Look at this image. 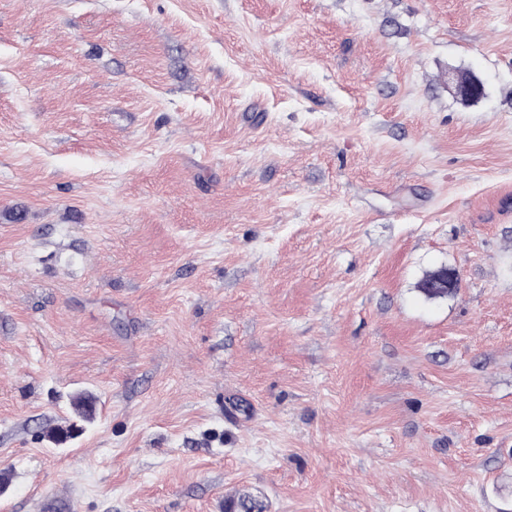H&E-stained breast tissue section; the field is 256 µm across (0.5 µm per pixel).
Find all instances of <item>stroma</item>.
I'll use <instances>...</instances> for the list:
<instances>
[{
    "mask_svg": "<svg viewBox=\"0 0 512 512\" xmlns=\"http://www.w3.org/2000/svg\"><path fill=\"white\" fill-rule=\"evenodd\" d=\"M244 488L512 512V0H0V512ZM450 89L457 98L464 101L480 99L484 94L483 83L477 77L460 71L455 75Z\"/></svg>",
    "mask_w": 512,
    "mask_h": 512,
    "instance_id": "stroma-1",
    "label": "stroma"
}]
</instances>
